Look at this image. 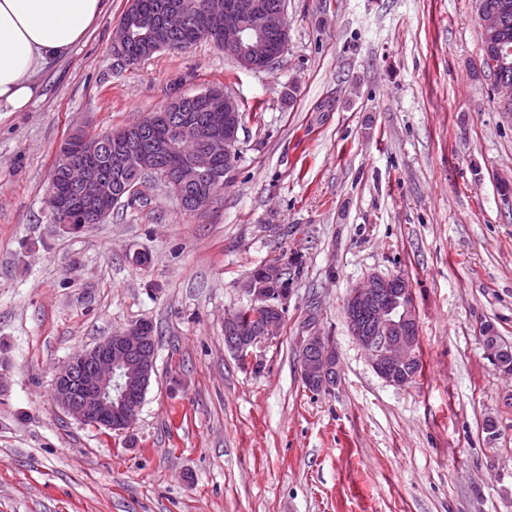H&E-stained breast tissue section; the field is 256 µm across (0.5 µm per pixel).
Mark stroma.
<instances>
[{"instance_id": "stroma-1", "label": "stroma", "mask_w": 512, "mask_h": 512, "mask_svg": "<svg viewBox=\"0 0 512 512\" xmlns=\"http://www.w3.org/2000/svg\"><path fill=\"white\" fill-rule=\"evenodd\" d=\"M286 4L288 51L253 71L205 41L126 65L128 0H105L28 110L0 112V512H512V376L480 338L512 346V112L482 72L476 0ZM211 87L244 119L209 206L184 213L153 183L78 233L51 223L73 129ZM295 255L280 333L242 369L224 313L249 304V271ZM373 273L413 285L422 373L403 388L345 323ZM136 321L159 342L135 425L55 408L56 369ZM312 332L336 347L328 392L301 379ZM134 39V31L131 22L120 19L116 24L112 37L113 55L126 64H130L129 57L140 63L154 54L155 49L150 44H145L141 39ZM133 40V41H132ZM132 41V42H131ZM131 42V43H130ZM130 45L127 47V45ZM127 47V51H126ZM127 52V54H126ZM129 57H128V56Z\"/></svg>"}]
</instances>
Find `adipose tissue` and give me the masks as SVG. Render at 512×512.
Masks as SVG:
<instances>
[{"instance_id":"ef3b65f1","label":"adipose tissue","mask_w":512,"mask_h":512,"mask_svg":"<svg viewBox=\"0 0 512 512\" xmlns=\"http://www.w3.org/2000/svg\"><path fill=\"white\" fill-rule=\"evenodd\" d=\"M103 9V0H0V112L26 111L36 74L68 56Z\"/></svg>"}]
</instances>
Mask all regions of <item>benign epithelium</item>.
Here are the masks:
<instances>
[{
    "label": "benign epithelium",
    "mask_w": 512,
    "mask_h": 512,
    "mask_svg": "<svg viewBox=\"0 0 512 512\" xmlns=\"http://www.w3.org/2000/svg\"><path fill=\"white\" fill-rule=\"evenodd\" d=\"M220 0L198 13L196 0H168L160 6L157 21L148 28L153 37L160 30L185 28L193 18L204 26L224 28V46L233 51L237 63L248 69L264 70L276 63L288 49L286 6L274 13L259 0H242L234 5ZM134 39L132 24L120 20L113 31V55L129 62L127 45ZM200 97L211 104L199 120L172 108L151 112L138 126L110 133L114 158L134 155L139 170L146 174L161 169L184 183L203 185L196 199L186 205L197 210L225 183L226 170L217 168L226 157H236L239 117L236 100L221 88L212 87ZM73 147L57 151L54 168L66 174L64 188L50 180L49 202L54 223L65 232L83 228L75 218L84 214L96 222L112 212V178L104 171L103 137L75 130L70 134ZM246 291L253 302L268 309H279L269 301L262 281H250ZM345 323L350 335L366 352L374 371L386 383L404 387L414 359L417 313L410 280L405 276L371 274L350 289L345 301ZM280 332L279 321L267 319L259 333L240 342L251 364H257L255 349L272 342ZM153 336L145 324L136 322L105 337L90 349L70 356L53 378V403L66 415L99 429L124 432L131 428L142 408L155 372V358L148 347ZM301 348L318 352L324 371L336 370L334 348L318 334L304 336Z\"/></svg>",
    "instance_id": "benign-epithelium-1"
}]
</instances>
